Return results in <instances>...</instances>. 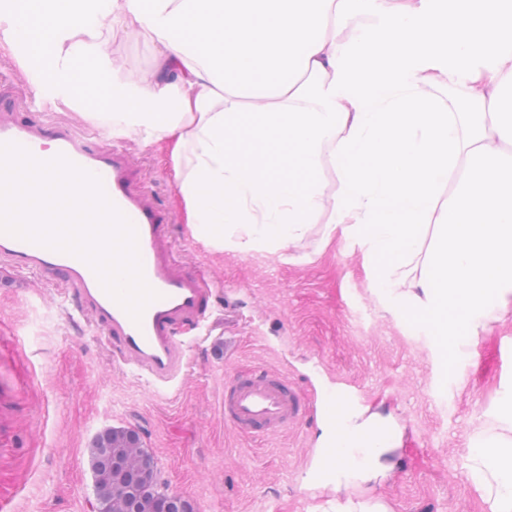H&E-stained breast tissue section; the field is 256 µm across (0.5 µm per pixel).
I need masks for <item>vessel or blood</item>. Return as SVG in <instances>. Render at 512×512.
I'll list each match as a JSON object with an SVG mask.
<instances>
[{"label":"vessel or blood","mask_w":512,"mask_h":512,"mask_svg":"<svg viewBox=\"0 0 512 512\" xmlns=\"http://www.w3.org/2000/svg\"><path fill=\"white\" fill-rule=\"evenodd\" d=\"M30 103L0 100V143H15L41 158L44 141L55 154L100 178L109 200L133 224L143 277L157 297L140 320L103 288L79 257L0 232V268L61 283L59 304H69L97 325L119 362L156 384L175 380L185 364L180 336L201 329L214 284L187 273L173 256L170 219L153 197L134 186V166L119 148L78 136L71 127L36 123ZM327 395L302 393L287 375L263 367L238 371L224 382V421L236 433L267 437L288 431L306 415L328 409Z\"/></svg>","instance_id":"obj_1"}]
</instances>
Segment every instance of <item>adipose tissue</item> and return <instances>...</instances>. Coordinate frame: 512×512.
<instances>
[{
	"instance_id": "1",
	"label": "adipose tissue",
	"mask_w": 512,
	"mask_h": 512,
	"mask_svg": "<svg viewBox=\"0 0 512 512\" xmlns=\"http://www.w3.org/2000/svg\"><path fill=\"white\" fill-rule=\"evenodd\" d=\"M119 31L157 68L127 76ZM0 56L37 71L36 97L165 144L204 245L284 250L328 212L325 237L361 245L450 371L512 309V0H0ZM497 401L465 476L512 512L511 383ZM389 428L376 412L322 421L335 464L308 486L346 493L339 512H388L349 494L385 476Z\"/></svg>"
}]
</instances>
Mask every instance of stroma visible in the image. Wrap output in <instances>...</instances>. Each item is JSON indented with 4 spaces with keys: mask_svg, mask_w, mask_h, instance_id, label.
I'll return each instance as SVG.
<instances>
[{
    "mask_svg": "<svg viewBox=\"0 0 512 512\" xmlns=\"http://www.w3.org/2000/svg\"><path fill=\"white\" fill-rule=\"evenodd\" d=\"M123 147L135 178L171 214L185 269L222 281L209 340L189 347L167 385L119 363L90 322L52 302L56 285L28 278L0 284V496L14 512H89V450L108 428L138 432L170 492L195 512H336V495L306 486L318 421L248 438L224 424V380L256 366L288 374L302 391L356 384L367 407L402 430L397 465L353 500L380 498L390 512H491L463 474L470 440L491 423L496 393L512 381L503 343L512 314L489 324L458 380L439 391L441 361L429 339L386 309L361 246L324 240L320 215L293 249L212 250L194 240L160 163L163 146Z\"/></svg>",
    "mask_w": 512,
    "mask_h": 512,
    "instance_id": "obj_1",
    "label": "stroma"
}]
</instances>
